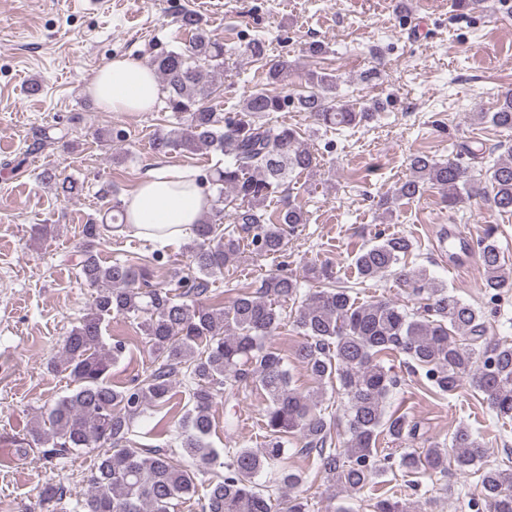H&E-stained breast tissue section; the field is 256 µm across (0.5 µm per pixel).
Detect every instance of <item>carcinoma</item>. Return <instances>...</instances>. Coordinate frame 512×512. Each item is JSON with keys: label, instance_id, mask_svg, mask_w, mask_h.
<instances>
[{"label": "carcinoma", "instance_id": "carcinoma-1", "mask_svg": "<svg viewBox=\"0 0 512 512\" xmlns=\"http://www.w3.org/2000/svg\"><path fill=\"white\" fill-rule=\"evenodd\" d=\"M180 24L191 34L188 44L162 50L151 60L160 78V102L172 122L170 129L152 134L150 149L158 156L209 150L230 161L198 178L199 186L215 191L214 207L193 225L186 263H168L162 285L153 283L146 263L103 265L99 260L101 240L114 224H125V207L112 184L99 189L112 211V224L83 225L75 266L96 293L50 362L51 370L68 374L75 389L48 409L47 419L38 418L30 427L32 440L50 457L96 453L86 475L89 492L77 504L80 512H170L173 501L195 491L197 476L207 473L202 512H308L307 499L295 494L305 482L303 473L284 465L290 444L315 460L331 486L348 494L360 492L384 470L388 456L381 455L380 440L414 439L419 433L418 423L406 414L386 412L397 379L383 361L395 354L421 370L429 391L453 394L468 378L501 419L512 420V344L484 341L482 312L425 268L399 272L410 296L423 302L416 312L382 299L360 302L351 288L331 282L326 265L315 262L305 268V277L327 284L304 295L300 280L271 272L257 284L239 288L228 303L208 298L210 280L239 262L243 242L259 257H276L285 250L286 229L307 223L300 205L285 202L267 211V203L282 193L290 177L311 175L318 163L303 132L278 122L276 113L291 107L308 113L318 127L354 128L374 119L383 106L377 100L362 106L342 100L337 78L329 72L312 71L304 83L295 84L288 58L272 54L265 39L253 37L244 52L261 64L265 83L226 116L211 101L232 49L213 37L192 11L181 15ZM473 116L512 131V89L500 93L494 111ZM410 170L377 202L381 221L392 220L402 202L418 200L431 188L441 190L450 206L480 191L472 171L454 160L415 154ZM42 180L67 199L83 192L82 184L52 168L43 171ZM485 182L492 206L511 212L512 152L487 169ZM226 220L236 229L224 228ZM477 248L485 295L495 304L512 294V268L502 257L494 227ZM412 249L408 237L380 233L375 243L355 251L357 274L373 280L391 273ZM288 301L297 303L292 328L302 338L295 356L316 384L308 391L294 387L284 357L268 343L284 327L282 304ZM114 317L135 323L154 356L149 370L120 389L112 385V367L124 356L126 344L118 339L109 343L104 336ZM178 378L188 386L190 403L180 416L170 409ZM333 381L346 398V426L336 435L323 409V385ZM247 387L265 397L264 440L259 448L229 450L222 460L209 442L212 409L217 399L236 400ZM150 407L159 415L152 432L162 443L137 448L130 435ZM173 437L188 464L167 453ZM486 448L468 427L460 426L451 433L449 447L435 445L423 458L408 452L398 467L405 477L426 470L442 473L451 458L465 469L482 461ZM217 467L224 472L215 471ZM262 472L268 480L261 488L255 477ZM480 485L490 512H512V466L483 469ZM373 508L420 512L418 504L394 494L377 500Z\"/></svg>", "mask_w": 512, "mask_h": 512}]
</instances>
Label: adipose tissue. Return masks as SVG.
<instances>
[{"instance_id":"ef3b65f1","label":"adipose tissue","mask_w":512,"mask_h":512,"mask_svg":"<svg viewBox=\"0 0 512 512\" xmlns=\"http://www.w3.org/2000/svg\"><path fill=\"white\" fill-rule=\"evenodd\" d=\"M89 92L102 110L148 112L158 100L154 71L131 56L112 59L94 74ZM195 172L155 160L124 198L127 232L161 243L185 236L209 211L211 200L194 183Z\"/></svg>"}]
</instances>
